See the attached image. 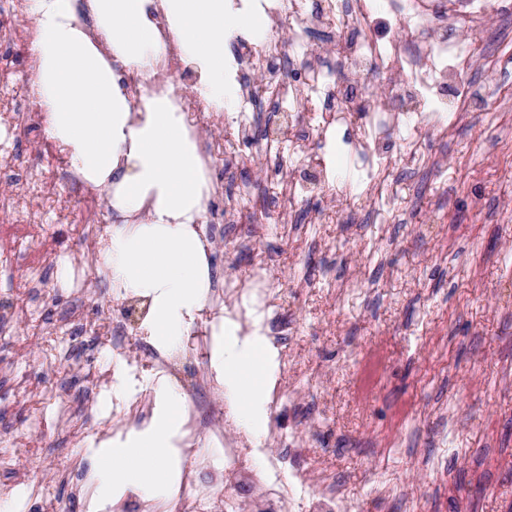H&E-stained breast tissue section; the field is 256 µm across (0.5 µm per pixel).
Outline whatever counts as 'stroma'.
I'll use <instances>...</instances> for the list:
<instances>
[{
    "mask_svg": "<svg viewBox=\"0 0 512 512\" xmlns=\"http://www.w3.org/2000/svg\"><path fill=\"white\" fill-rule=\"evenodd\" d=\"M431 2L443 34L484 55L474 75L481 98L453 116L445 143L424 116L432 163L386 176L403 196L393 223L320 224L308 237L304 225L274 224L268 207L250 238L227 229L211 271L270 259L301 357L284 385L294 407L267 415L290 429L316 420L305 446L355 512H387L383 478L401 493L396 512H512V39H491L512 31V0H491L479 28L447 22L449 3L465 0ZM319 158L329 180L366 206L380 201L337 140ZM331 277L353 295L327 294ZM27 334L21 325L0 337V432L58 453L53 409L33 412L16 386L40 377L35 347L17 346ZM443 448L461 454L435 465Z\"/></svg>",
    "mask_w": 512,
    "mask_h": 512,
    "instance_id": "35a3bbf8",
    "label": "stroma"
}]
</instances>
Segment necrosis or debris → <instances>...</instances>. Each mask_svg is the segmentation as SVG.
<instances>
[{
	"label": "necrosis or debris",
	"instance_id": "necrosis-or-debris-1",
	"mask_svg": "<svg viewBox=\"0 0 512 512\" xmlns=\"http://www.w3.org/2000/svg\"><path fill=\"white\" fill-rule=\"evenodd\" d=\"M29 0H0V124L14 138L34 141L35 158L21 164L12 154L0 153V265L22 261L28 271L25 288L40 294L42 280L69 261L74 300L63 317L50 326L34 321L40 364L52 375H78L80 384L72 395L46 384L20 381L33 409L56 410L55 433L65 452L47 454L35 445L13 441L7 464L28 483V512H67V505L49 494L47 476L72 482L77 495H85L86 482L76 467L74 450L87 437L74 417L84 412L101 415V398L110 388L111 370L122 367L135 381V391L113 399L112 419L117 426L143 425L151 417L154 390L160 380L175 374L177 357L152 348L137 357L127 353L124 314L129 297L124 289L112 291L108 305L88 316L83 301V283L100 269L99 255L109 242L112 227L101 223L105 201L97 191L84 186L59 143L43 138L44 107L27 88L28 60L38 32L28 20ZM263 10L270 20L265 40H238L234 60L237 104L227 113L203 97L186 91L183 44L177 29L163 14L154 23L166 52L149 76L126 70L118 80L133 111H144L147 101L168 98L174 111L183 113L187 135L199 155L205 193L223 195L220 217L208 218L204 247L215 253L224 239V228L243 223L247 204L257 191L245 184L236 194L224 196V172L220 161L245 160V151L258 147L267 159L263 189L277 203V220L294 221L298 202L305 192L304 173L317 164L311 145L335 133L345 144L354 164L366 172L406 171L423 167L427 158L418 146L419 116L402 111V103L420 100L444 105L453 100L465 107L480 92L471 75L482 65L473 44L463 38L433 35V16L417 7L402 22L398 47L384 50L369 35L365 0H323L321 9L307 0H266ZM324 33L336 47V62L343 69L335 77L319 55L307 51L315 33ZM302 48L301 56L285 60V48ZM261 74L254 82L253 74ZM388 89L386 104H378L376 83ZM268 101L283 121L276 134L257 138L256 105ZM82 225L88 246L79 255L46 239L43 219ZM279 290L268 260L253 261L248 272L228 274L211 283V303L192 328L195 368L193 392L183 404L186 436L180 454L186 465L178 491L166 502L154 503V512H291L302 500L312 502L313 512H352L335 481L318 462L302 458L300 432H284L278 422L268 428L269 446L280 452L266 457L262 468H246L242 461L244 440L232 422L222 420L204 407L197 395L216 392L207 374L212 334L219 318L236 322L245 332H258L277 345L278 373L287 375L296 353L284 338L289 326L278 311ZM94 325L93 352L76 357L62 348L63 336L76 328ZM223 468L227 480L245 479L250 501L240 504L228 491L202 480L203 472Z\"/></svg>",
	"mask_w": 512,
	"mask_h": 512
}]
</instances>
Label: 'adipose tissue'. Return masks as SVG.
I'll use <instances>...</instances> for the list:
<instances>
[{
	"instance_id": "1",
	"label": "adipose tissue",
	"mask_w": 512,
	"mask_h": 512,
	"mask_svg": "<svg viewBox=\"0 0 512 512\" xmlns=\"http://www.w3.org/2000/svg\"><path fill=\"white\" fill-rule=\"evenodd\" d=\"M161 3L178 29L188 59L202 73L201 94L230 107L224 41L237 27L234 0H87L98 28L106 32L111 58L74 23L76 0H32L31 20L39 38L33 91L46 106L44 133L62 144L83 178L105 191L124 217L113 224L101 267L112 286L150 299V336L176 348L210 288V270L195 226L206 208L202 165L180 113L162 98L145 111H131L114 76L120 63L149 72L162 45L151 19ZM266 341L221 332L212 368L233 414L252 437L266 429L267 386L259 376L270 364ZM150 425L110 443L96 463L97 512H110L127 491L153 500L168 491L162 461L180 435V399L168 382L155 388Z\"/></svg>"
}]
</instances>
